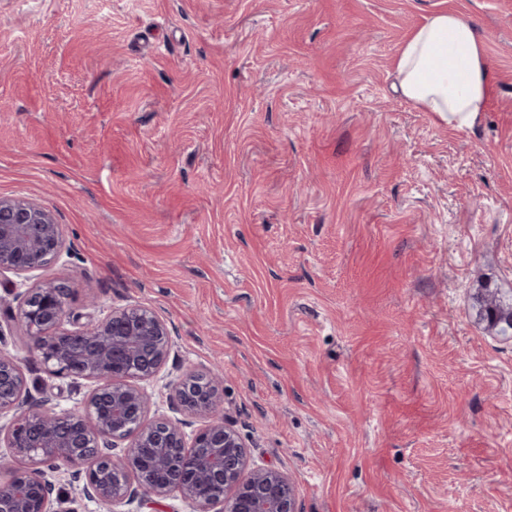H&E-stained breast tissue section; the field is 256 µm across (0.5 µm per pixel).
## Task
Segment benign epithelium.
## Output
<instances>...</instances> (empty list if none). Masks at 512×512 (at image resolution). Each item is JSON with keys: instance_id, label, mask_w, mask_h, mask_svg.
<instances>
[{"instance_id": "obj_1", "label": "benign epithelium", "mask_w": 512, "mask_h": 512, "mask_svg": "<svg viewBox=\"0 0 512 512\" xmlns=\"http://www.w3.org/2000/svg\"><path fill=\"white\" fill-rule=\"evenodd\" d=\"M61 225L45 206L0 197V273L29 275L57 261ZM69 289L42 281L27 289L13 318L45 369L93 388L79 412L28 409L27 380L18 359L0 355V412H13L0 434V470L14 482L0 488V512H78L55 483L56 474L83 466L85 496L105 505L157 512L176 492L211 512H297L295 487L280 470L251 462L239 434L223 418L224 376L179 377L168 385L172 417L148 420L152 394L140 385L166 363L172 342L164 321L140 305L114 310L79 329H66ZM203 422L187 437L189 420ZM130 444L116 453L118 442Z\"/></svg>"}]
</instances>
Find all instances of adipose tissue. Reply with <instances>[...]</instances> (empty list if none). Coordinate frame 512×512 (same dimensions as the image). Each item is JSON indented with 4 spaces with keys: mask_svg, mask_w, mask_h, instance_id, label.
<instances>
[{
    "mask_svg": "<svg viewBox=\"0 0 512 512\" xmlns=\"http://www.w3.org/2000/svg\"><path fill=\"white\" fill-rule=\"evenodd\" d=\"M395 72L396 89L406 101L456 130L475 127L494 94L482 36L450 11L429 15L411 32Z\"/></svg>",
    "mask_w": 512,
    "mask_h": 512,
    "instance_id": "adipose-tissue-1",
    "label": "adipose tissue"
}]
</instances>
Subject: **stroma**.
<instances>
[{
  "label": "stroma",
  "instance_id": "obj_1",
  "mask_svg": "<svg viewBox=\"0 0 512 512\" xmlns=\"http://www.w3.org/2000/svg\"><path fill=\"white\" fill-rule=\"evenodd\" d=\"M478 27L496 95L452 130L394 88L424 16ZM0 196L36 200L78 325L152 308L144 386L224 374L299 512H512V0H0ZM0 290L32 406L79 411ZM473 309L479 323H486L488 331L497 336H512V291L506 295L490 282L481 285L473 297ZM496 315L497 319H489Z\"/></svg>",
  "mask_w": 512,
  "mask_h": 512
}]
</instances>
